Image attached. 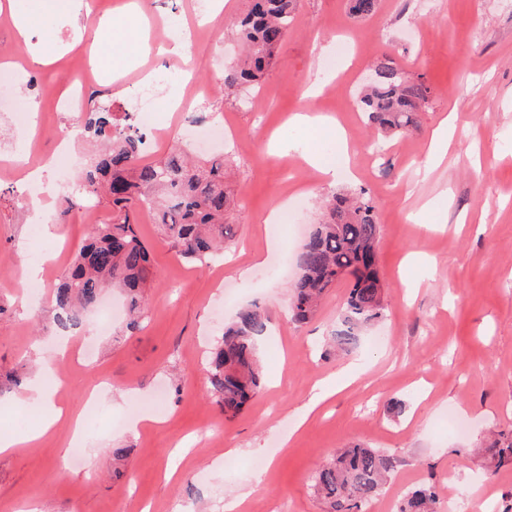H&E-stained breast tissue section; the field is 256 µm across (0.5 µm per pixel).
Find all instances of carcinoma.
<instances>
[{
	"label": "carcinoma",
	"instance_id": "cac0c4a2",
	"mask_svg": "<svg viewBox=\"0 0 512 512\" xmlns=\"http://www.w3.org/2000/svg\"><path fill=\"white\" fill-rule=\"evenodd\" d=\"M347 3L360 17L377 7V0ZM298 4L299 0H253L246 14L231 21L242 54L224 68V89L248 91L260 84L288 36ZM374 72V81L357 100L359 111L388 136L416 130L417 116L432 98L425 77L410 75L391 61L377 64ZM84 131L102 150L86 164L81 191L64 196L59 217L83 209L84 198L93 196L112 209V223L91 225L87 242L54 289L52 311L57 328L68 332L82 324L102 290L111 286L125 294L133 314L128 328L133 329L154 275L150 250L135 224L137 214L144 204H151L161 232L187 262L202 266L223 256L224 242L234 235V225L224 222V156L195 162L175 147L164 157L145 162L144 135L130 124L118 125L109 109L87 113ZM376 209V201L363 189L349 196L333 194L298 256V276L292 284V320L303 324L313 317L325 291L347 280L348 296L329 336L346 353L356 348L363 329L384 316ZM267 322L258 305L241 309L210 351L211 394L227 418L241 413L260 388L258 341L266 335ZM485 451L499 464L512 462V431L499 432ZM398 464L391 454L352 445L336 451L316 471V492L326 512H367ZM438 504L434 488L420 487L397 500L395 510L438 512Z\"/></svg>",
	"mask_w": 512,
	"mask_h": 512
}]
</instances>
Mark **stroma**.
Listing matches in <instances>:
<instances>
[{
    "label": "stroma",
    "mask_w": 512,
    "mask_h": 512,
    "mask_svg": "<svg viewBox=\"0 0 512 512\" xmlns=\"http://www.w3.org/2000/svg\"><path fill=\"white\" fill-rule=\"evenodd\" d=\"M223 2L199 19L188 0L181 10L212 33L186 44L185 58L209 89L202 111L224 117V187L236 235L221 263L200 267L180 259L153 217L140 213L156 271L140 329H127L119 291L104 289L103 300L118 308L111 333L97 335L86 319L69 335L68 361L55 360L60 332L50 305L32 300L17 270L55 253L47 280L55 288L91 223H110L112 213L103 206L96 220L75 211L60 222L56 197L44 206L50 233L33 234L16 175L0 172V435L40 426L44 408L19 398L42 361L64 381L57 404L73 413H85L91 382L112 386L93 433L72 439L63 422L38 444L0 454V512H224L241 495L239 512H324L313 476L355 443L401 460L376 499L380 512L424 484L435 485L441 512H459L460 500L466 512H512V465L474 452L489 433L512 429V0H379L362 18L346 0H300L249 110L219 76L236 51L222 35L225 20L245 13L250 0ZM36 29L61 49L39 78L63 94L69 77L85 71L99 79L119 70L132 82L159 64L152 55L90 54L80 44L87 31L56 16ZM340 38L359 50L336 74L325 60ZM387 57L424 74L434 97L417 130L377 153L356 94L369 67ZM311 84L323 91L307 101ZM307 111L339 125L289 124ZM41 112L38 136L22 145L30 163L74 124L72 113L48 105ZM448 114L452 138L434 162L430 136ZM340 127L352 145L350 178L331 181L296 158L269 154L273 140L324 153ZM360 187L378 203L387 310L339 356L325 338L347 282L331 288L303 326L290 320V284L322 199ZM283 201L298 223L280 229L265 216ZM253 302L269 318L264 385L228 419L211 395L207 356L224 324ZM314 399L318 407L306 413Z\"/></svg>",
    "instance_id": "1"
}]
</instances>
